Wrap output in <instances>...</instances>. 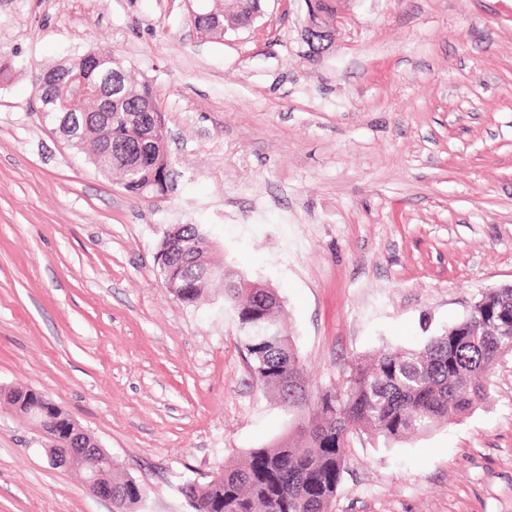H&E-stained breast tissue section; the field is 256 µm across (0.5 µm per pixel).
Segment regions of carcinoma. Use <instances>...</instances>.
<instances>
[{
    "label": "carcinoma",
    "mask_w": 512,
    "mask_h": 512,
    "mask_svg": "<svg viewBox=\"0 0 512 512\" xmlns=\"http://www.w3.org/2000/svg\"><path fill=\"white\" fill-rule=\"evenodd\" d=\"M224 28L248 29L261 13V0H220ZM126 89L112 94L110 123L112 157L101 161L102 171L123 179L126 191L139 200L168 192L171 182L160 178L154 137L163 125L161 113L143 119L152 90L126 79ZM165 232L159 252L197 271L207 266L210 242L201 224H178ZM221 277H208L194 290L185 278L165 282L180 301L194 303L203 291L219 286L224 310L236 319L237 341L257 381L274 390L290 408L308 410L304 438L292 444L284 439L249 452L236 467L219 468L212 479L190 495L192 512H331L346 469L350 435L367 431L386 440L420 435L436 424L461 417L483 403L492 369L512 355V288L481 293V304L442 332L430 336L419 349L385 347L369 359L353 363L347 386L312 393L298 353L279 320L280 299L271 288H244L243 274L224 266ZM8 403L36 424L41 410L53 412L56 429L79 428L71 417L41 392L13 388L4 392ZM101 466L112 479L117 512H140L146 491L117 467Z\"/></svg>",
    "instance_id": "carcinoma-1"
}]
</instances>
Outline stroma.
<instances>
[{
	"label": "stroma",
	"mask_w": 512,
	"mask_h": 512,
	"mask_svg": "<svg viewBox=\"0 0 512 512\" xmlns=\"http://www.w3.org/2000/svg\"><path fill=\"white\" fill-rule=\"evenodd\" d=\"M215 0H0V388L46 394L142 484L141 512L305 417L257 384L214 290L186 304L156 259L174 224L274 287L312 391L415 349L512 286V0H336L311 56L306 0H263L223 40ZM114 51L149 83L176 172L145 202L36 112L40 69ZM0 398V512H111ZM333 512H512V357L487 401L398 442L353 433ZM332 2L333 0H318V2H316L317 9L321 14H328L334 12L335 10L336 11L327 15L326 17H323V23L315 25L312 24L309 19V24L306 26V41L310 42L313 47L316 46L317 39L320 40L322 44L324 43V45L320 46V43L317 42V47L319 48L318 50H313L307 43L310 53H312L314 56L320 55L328 50V47L326 48L325 45H327V41L329 44L332 42L335 36L337 24L341 22V17L339 16L338 10Z\"/></svg>",
	"instance_id": "stroma-1"
}]
</instances>
